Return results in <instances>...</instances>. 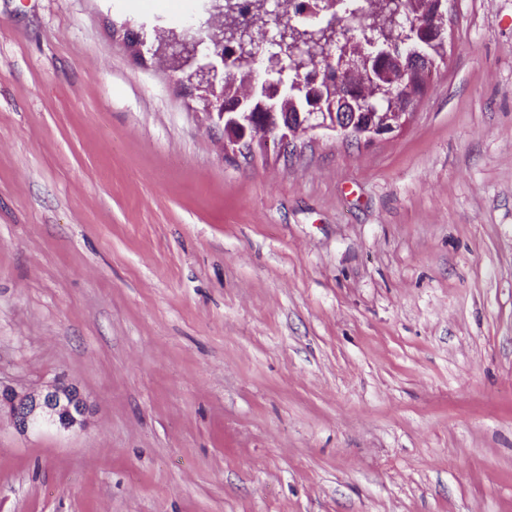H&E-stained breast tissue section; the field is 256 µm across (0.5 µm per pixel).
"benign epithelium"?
Masks as SVG:
<instances>
[{
    "mask_svg": "<svg viewBox=\"0 0 512 512\" xmlns=\"http://www.w3.org/2000/svg\"><path fill=\"white\" fill-rule=\"evenodd\" d=\"M442 3L430 0L421 15L407 23L408 36L373 40L369 50L350 55L356 34L345 32L336 60L296 81L304 94L303 110L288 120V82L283 53L271 49L267 55H247L239 44L224 42V24L215 25L195 17L182 26L181 33H156L151 45L154 55L168 62V68L182 84L190 86L204 104L208 119L223 125L225 147L244 149L254 141L289 145L300 132L325 130L358 141L370 142L398 128L417 98L410 82L392 89L387 96L402 103L398 112L368 111L356 92L361 64L395 58L422 71L429 58L426 48L441 39L436 25L445 12ZM295 17L303 25H322L329 16L319 4L302 0L295 5ZM337 88L347 113L340 116L326 111L330 102L326 90ZM86 405L72 387L55 385L43 393H19L0 385V413L5 412L13 426L23 433L39 431L46 425L69 430L83 425Z\"/></svg>",
    "mask_w": 512,
    "mask_h": 512,
    "instance_id": "1",
    "label": "benign epithelium"
}]
</instances>
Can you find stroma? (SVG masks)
Returning a JSON list of instances; mask_svg holds the SVG:
<instances>
[{"mask_svg": "<svg viewBox=\"0 0 512 512\" xmlns=\"http://www.w3.org/2000/svg\"><path fill=\"white\" fill-rule=\"evenodd\" d=\"M203 10L0 0V384L87 405L0 416V512H512V0L287 156L148 50ZM86 405L79 393L65 385H55L43 393H19L0 384V415L6 412L22 433L39 431L45 425L69 430L82 426Z\"/></svg>", "mask_w": 512, "mask_h": 512, "instance_id": "obj_1", "label": "stroma"}]
</instances>
